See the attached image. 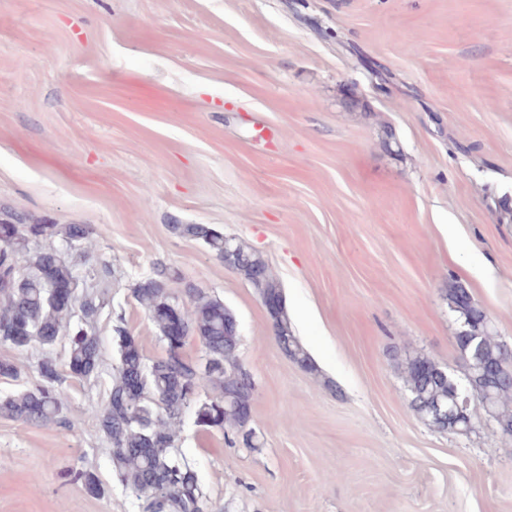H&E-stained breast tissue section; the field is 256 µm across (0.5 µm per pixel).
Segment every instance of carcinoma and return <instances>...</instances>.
Listing matches in <instances>:
<instances>
[{"mask_svg": "<svg viewBox=\"0 0 512 512\" xmlns=\"http://www.w3.org/2000/svg\"><path fill=\"white\" fill-rule=\"evenodd\" d=\"M185 237L199 240L224 265L244 276L259 293L281 294L262 257L243 244L231 242L232 254H224V235L204 224H175ZM82 224H28L17 216L0 224V342L25 350L34 345L55 346L60 333H71L66 344L67 367L71 375L89 378L99 370L102 351L95 325L112 299L100 288L109 274L105 265L79 275L65 260L56 242L78 249L89 237ZM49 271L53 280L71 283L79 290L81 302L74 308L53 304L41 278ZM136 302L148 313L159 333L169 320L170 303L175 298L187 302L185 315L189 334L199 338L206 357L204 369L184 358L182 350L166 349L165 356L147 359L135 341L127 336L125 319L117 315L113 332L125 337L121 357L113 368L109 403L94 411L101 430L112 444V466L123 485L142 502L144 512H204V497L189 461L176 452L178 432L189 410V398L198 388L212 394L211 402L223 406L224 425L236 429L241 424L239 408L254 401L251 376L238 359L239 337L225 329L228 309L224 303L190 283L169 267L158 266L153 275L133 288ZM448 307L458 315L462 330L455 337L460 351L477 352L483 362L496 368V383L484 391L482 383L467 377L462 387L448 373L420 374L422 365H434L417 356L407 362L405 381L412 410L429 426L448 430L444 421L432 419L438 408L462 405L472 400L482 405L503 432H512V350L499 343L490 331L484 309L468 289L456 285L448 289ZM275 340L280 350L304 368L311 360L292 333L284 308L272 314ZM42 383L21 392L0 395V416L24 424L67 425L68 397L56 388L60 372L47 357L39 363ZM143 376L146 390L133 397L130 406L112 401L127 395V379ZM74 481L82 482L90 495L101 494L94 475L76 470Z\"/></svg>", "mask_w": 512, "mask_h": 512, "instance_id": "carcinoma-1", "label": "carcinoma"}]
</instances>
